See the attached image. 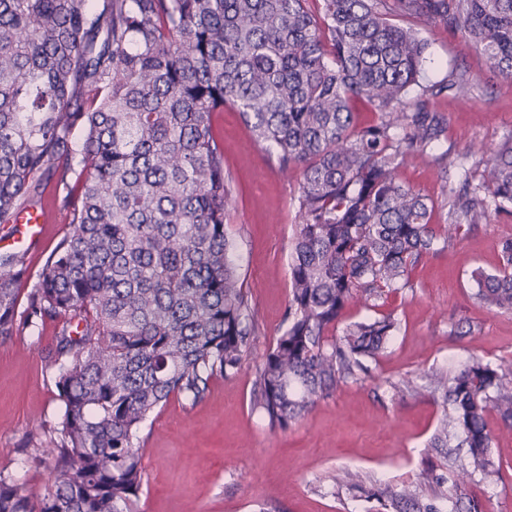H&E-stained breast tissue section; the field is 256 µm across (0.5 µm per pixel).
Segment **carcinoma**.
<instances>
[{"instance_id":"cac0c4a2","label":"carcinoma","mask_w":512,"mask_h":512,"mask_svg":"<svg viewBox=\"0 0 512 512\" xmlns=\"http://www.w3.org/2000/svg\"><path fill=\"white\" fill-rule=\"evenodd\" d=\"M309 2L0 0V224L53 180L70 227L30 288L25 253L0 254V340L64 321L49 356L63 404L56 480L38 496L0 476V512H139L141 425L241 367L258 319L224 228V107L282 172H302L285 327L254 381L270 428L310 412L397 329L388 314L338 337L345 308L411 287L460 231L431 223L434 203L400 177L406 156L431 155L448 133L425 100L404 102L427 61L418 26L462 30L512 79V0ZM356 100L379 121L360 125ZM492 205H512V138L481 174L463 169L452 214L471 227ZM471 277L484 304L511 312L512 238L495 271ZM428 378L448 406L436 442L451 425L466 449L455 483L495 481L487 415L512 431V366L474 359ZM379 497L398 512L412 494Z\"/></svg>"}]
</instances>
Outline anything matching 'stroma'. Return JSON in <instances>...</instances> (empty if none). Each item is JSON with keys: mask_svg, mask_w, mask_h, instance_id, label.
<instances>
[{"mask_svg": "<svg viewBox=\"0 0 512 512\" xmlns=\"http://www.w3.org/2000/svg\"><path fill=\"white\" fill-rule=\"evenodd\" d=\"M420 33L430 53L422 86L465 72L482 76L467 92L451 89L428 101L448 119L449 158L472 146L492 154L512 137V80L459 29L432 23ZM216 125L235 198L225 228L236 243L259 331L238 373L214 379L202 402L171 397L143 424L140 512H382L366 491L403 485L441 512H464L472 502L482 512H512V434H503L499 417L489 413L500 478L489 484L476 476L456 485L464 451L453 437L436 446L445 409L440 393L428 387L435 370L453 375L472 359L512 362V312L481 302L470 278L474 268H498L500 243L512 237V207L490 209L482 224L462 229L412 271L410 287L386 292L375 308L348 305L341 325L390 314L398 321L395 336L366 360L364 372L288 429H272L253 407V383L289 303L301 173L281 172L236 110L225 108ZM401 178L433 202V223H447L460 180L456 167L410 157ZM55 342L51 325L0 342V476L33 494L44 493L54 478L51 428L62 403L46 356ZM406 380L410 388L395 393L394 385ZM343 470L356 475L360 490L337 482Z\"/></svg>", "mask_w": 512, "mask_h": 512, "instance_id": "1", "label": "stroma"}]
</instances>
